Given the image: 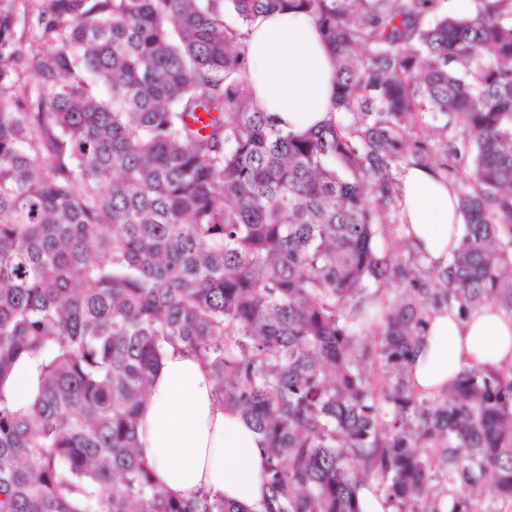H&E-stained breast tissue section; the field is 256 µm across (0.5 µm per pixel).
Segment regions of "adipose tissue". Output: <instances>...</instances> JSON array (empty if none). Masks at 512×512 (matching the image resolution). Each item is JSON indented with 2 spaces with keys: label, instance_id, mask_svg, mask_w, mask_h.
<instances>
[{
  "label": "adipose tissue",
  "instance_id": "adipose-tissue-1",
  "mask_svg": "<svg viewBox=\"0 0 512 512\" xmlns=\"http://www.w3.org/2000/svg\"><path fill=\"white\" fill-rule=\"evenodd\" d=\"M253 94L283 131L299 132L331 117L334 67L314 20L297 10L261 15L246 29ZM405 235L430 266L445 265L462 235L450 186L420 167L399 175ZM512 367V319L494 305L470 318L434 315L411 368L429 394L469 364ZM138 434L155 479L182 496L220 494L244 512H263L261 437L240 413L222 406L215 383L193 355L167 352L139 415Z\"/></svg>",
  "mask_w": 512,
  "mask_h": 512
}]
</instances>
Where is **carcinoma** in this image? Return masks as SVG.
<instances>
[{
    "instance_id": "obj_1",
    "label": "carcinoma",
    "mask_w": 512,
    "mask_h": 512,
    "mask_svg": "<svg viewBox=\"0 0 512 512\" xmlns=\"http://www.w3.org/2000/svg\"><path fill=\"white\" fill-rule=\"evenodd\" d=\"M286 7L335 67L336 119L303 133L247 81L245 26ZM439 7L0 0V512H244L153 479L138 411L170 349L261 435L265 512H363L369 485L512 512V368L433 395L408 372L432 314L512 317V0ZM410 166L457 192L444 267L382 244Z\"/></svg>"
}]
</instances>
